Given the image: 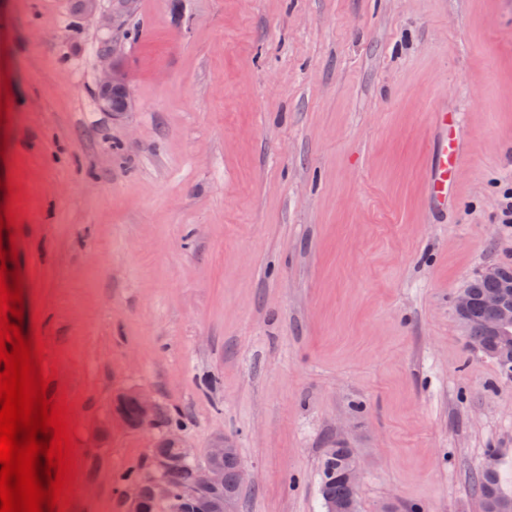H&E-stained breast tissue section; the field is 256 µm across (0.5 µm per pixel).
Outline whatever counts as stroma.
Instances as JSON below:
<instances>
[{
    "label": "stroma",
    "mask_w": 512,
    "mask_h": 512,
    "mask_svg": "<svg viewBox=\"0 0 512 512\" xmlns=\"http://www.w3.org/2000/svg\"><path fill=\"white\" fill-rule=\"evenodd\" d=\"M75 2L0 0L7 267L76 428L66 512H123L152 435L96 429L133 387L235 444L241 512H324L338 445L360 512H483L491 464L512 495V380L454 307L512 265V0H135L129 112ZM444 108L467 152L437 210ZM123 52L113 39L99 51L102 72L97 85L96 99L101 109L106 112H129L134 106V99L125 70L122 66ZM353 460H356V458L351 448H329L325 451L321 464L319 493L324 502L327 499L336 501L330 504L329 510L326 512L359 511L355 501L351 499L355 498L358 500L357 489L354 490L358 486L360 478L359 464L357 461L349 463L343 469V478L340 475L341 464Z\"/></svg>",
    "instance_id": "obj_1"
}]
</instances>
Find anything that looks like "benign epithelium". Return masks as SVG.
I'll return each instance as SVG.
<instances>
[{
	"label": "benign epithelium",
	"instance_id": "7a95c632",
	"mask_svg": "<svg viewBox=\"0 0 512 512\" xmlns=\"http://www.w3.org/2000/svg\"><path fill=\"white\" fill-rule=\"evenodd\" d=\"M115 6L104 10L101 0H81L86 15L98 19L99 29L110 32L117 21L130 12L133 0H114ZM123 52L117 43L104 44L99 51L102 72L97 85L96 99L106 112H129L134 99L125 70ZM485 305L493 311L492 329L499 338L512 344V305L502 294H488ZM133 409H128V404ZM157 400L140 388L126 389L113 397L106 425L112 418H119L126 426L149 429L160 414ZM153 447L172 448L173 455H156L152 458L147 474L140 480L125 485L122 492L124 512H146V503L165 506L170 512H191V505L198 499L205 502L206 512H240L236 491L224 486V466L239 461L237 448L232 441L220 435L205 454H200L182 429L170 427L160 437L153 438ZM186 471L184 491L175 496L171 475Z\"/></svg>",
	"mask_w": 512,
	"mask_h": 512
}]
</instances>
